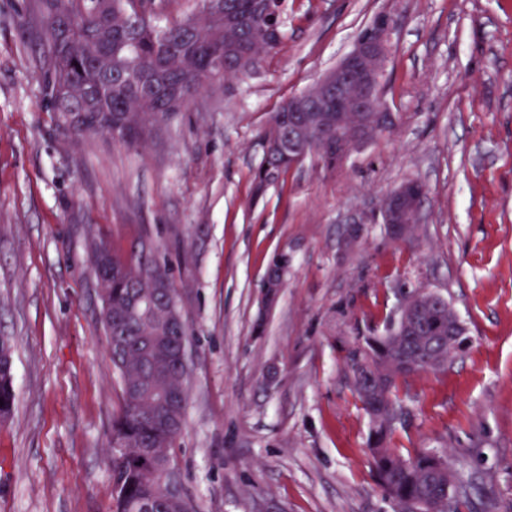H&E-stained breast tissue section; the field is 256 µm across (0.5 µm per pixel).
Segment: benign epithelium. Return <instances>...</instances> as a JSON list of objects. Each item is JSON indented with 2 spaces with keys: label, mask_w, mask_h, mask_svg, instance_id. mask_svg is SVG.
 Masks as SVG:
<instances>
[{
  "label": "benign epithelium",
  "mask_w": 512,
  "mask_h": 512,
  "mask_svg": "<svg viewBox=\"0 0 512 512\" xmlns=\"http://www.w3.org/2000/svg\"><path fill=\"white\" fill-rule=\"evenodd\" d=\"M267 18L265 40L281 37L282 0H257ZM391 19L380 15L367 35L357 38L352 49L325 71L307 90L288 102L290 112H324V143L344 157L388 125L391 114L378 105L390 53ZM422 202L413 185L404 183L382 201L380 214L394 241L405 242L421 222ZM285 268L271 267L265 279L261 304L272 308L278 298Z\"/></svg>",
  "instance_id": "obj_1"
}]
</instances>
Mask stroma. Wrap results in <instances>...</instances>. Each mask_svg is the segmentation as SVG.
<instances>
[{
	"instance_id": "35a3bbf8",
	"label": "stroma",
	"mask_w": 512,
	"mask_h": 512,
	"mask_svg": "<svg viewBox=\"0 0 512 512\" xmlns=\"http://www.w3.org/2000/svg\"><path fill=\"white\" fill-rule=\"evenodd\" d=\"M381 14L395 126L336 170L307 158L256 189L268 115ZM285 38L207 87L139 149L58 129L29 0H0V332L13 415L0 423V512H112L119 374L91 239L144 249L178 293L188 401L173 447L188 512H397L343 360L409 293L447 296L469 346L399 389L393 447L461 460L512 512V0H286ZM425 188L411 243L379 215ZM287 254L278 301L260 296ZM15 342L12 336L0 335V400L13 406L15 394L12 385Z\"/></svg>"
}]
</instances>
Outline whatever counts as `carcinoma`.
<instances>
[{"label": "carcinoma", "instance_id": "1", "mask_svg": "<svg viewBox=\"0 0 512 512\" xmlns=\"http://www.w3.org/2000/svg\"><path fill=\"white\" fill-rule=\"evenodd\" d=\"M52 0H34L32 15L48 61L44 96L52 119L64 108L82 114L73 126L80 135L118 133L116 141L130 148L143 145L154 126L168 112L186 107L205 86L230 81L254 69L276 46L258 39L260 20L254 0H223L224 14L252 20L254 49L246 54L226 45L224 20L207 17L191 21L150 22L128 13V0H61L69 16L63 31L50 12ZM139 70L149 93L130 81ZM288 101L273 112L264 130L268 149L256 174L262 191L297 165L288 149L277 148L288 132ZM90 262L101 301L100 321L112 362L120 375V411L112 420L113 512H186L181 502L162 493L159 480L171 460V447L182 430L187 405L183 344L188 329L180 314L165 323L138 302L151 296L158 304L177 305L173 288L161 267L136 253L117 257L111 247L93 243ZM460 337V347L448 349V333ZM466 328L451 302L439 294L416 320L396 324L384 336H364L346 350L345 364L352 386L372 421L370 453L383 491L403 506L424 501L434 512H470L479 509L468 497L470 481L462 465L429 448L404 454L391 446L397 430L395 414L399 385L414 373L440 370L466 344ZM15 342L0 335V400L13 406ZM454 492L448 493V484ZM490 502L481 512H490Z\"/></svg>", "mask_w": 512, "mask_h": 512}]
</instances>
